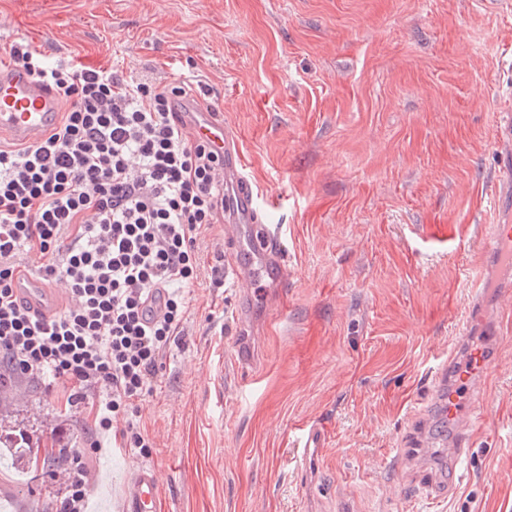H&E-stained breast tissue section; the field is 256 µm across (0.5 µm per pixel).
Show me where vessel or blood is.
<instances>
[{"label": "vessel or blood", "mask_w": 512, "mask_h": 512, "mask_svg": "<svg viewBox=\"0 0 512 512\" xmlns=\"http://www.w3.org/2000/svg\"><path fill=\"white\" fill-rule=\"evenodd\" d=\"M188 127L200 141L208 142L224 155V249L228 267L236 279L252 281L262 269H277L279 287H287L288 274L279 250V232L261 224L263 211L242 162L234 130L218 112L193 101H184ZM63 107L48 86L34 79L21 66L0 63V143L26 146L43 141L59 124ZM498 170L493 178L497 201H512V103L503 107L497 134ZM487 275L497 277L498 297H512V225H493L483 242ZM18 293L38 314L52 316L59 302L57 288L38 277L16 285ZM497 328H490L485 349L475 353L470 368L453 371L444 362L436 371L443 382L439 406L448 422L452 440L448 444L450 465L466 454L472 417L482 401L481 372L494 362L499 343ZM322 430L302 424L293 444L302 458L317 454ZM127 512H158V480L154 469L133 470L127 491Z\"/></svg>", "instance_id": "1"}]
</instances>
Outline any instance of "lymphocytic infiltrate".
Wrapping results in <instances>:
<instances>
[{
    "mask_svg": "<svg viewBox=\"0 0 512 512\" xmlns=\"http://www.w3.org/2000/svg\"><path fill=\"white\" fill-rule=\"evenodd\" d=\"M64 105L41 143L0 148V381L22 375L63 388L91 420L88 456L113 447L148 456L137 421L159 363L189 314L199 242L224 218V158L194 140L174 103L191 83L159 84L76 62L10 51ZM39 258L64 285L40 320L14 295ZM56 512H87L95 476L63 469Z\"/></svg>",
    "mask_w": 512,
    "mask_h": 512,
    "instance_id": "lymphocytic-infiltrate-1",
    "label": "lymphocytic infiltrate"
}]
</instances>
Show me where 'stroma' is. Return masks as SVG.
<instances>
[{
    "label": "stroma",
    "instance_id": "1",
    "mask_svg": "<svg viewBox=\"0 0 512 512\" xmlns=\"http://www.w3.org/2000/svg\"><path fill=\"white\" fill-rule=\"evenodd\" d=\"M200 81L236 131L246 173L281 227L284 291L224 269V226L156 392L139 410L149 457L97 456L89 512H123L133 466L153 468L159 512H512V325L503 326L469 459L424 492L396 462L418 422L443 439L434 369L458 359L489 225L512 222L489 185L512 98V0H0V53ZM224 285L210 287L212 270ZM254 366L239 365L240 345ZM0 411L40 435L90 420L63 391L16 383ZM321 426L292 461L291 432ZM66 489L0 471V505L55 512ZM296 429L299 430V432L293 447L296 449V452L300 451L304 460H307L320 450L323 432L319 427L309 424L298 425Z\"/></svg>",
    "mask_w": 512,
    "mask_h": 512
}]
</instances>
